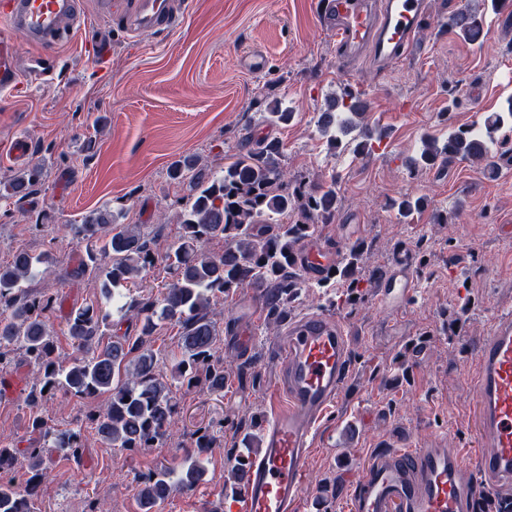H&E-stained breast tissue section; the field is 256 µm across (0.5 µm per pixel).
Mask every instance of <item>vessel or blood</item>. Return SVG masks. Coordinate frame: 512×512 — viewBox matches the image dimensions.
<instances>
[{
    "label": "vessel or blood",
    "mask_w": 512,
    "mask_h": 512,
    "mask_svg": "<svg viewBox=\"0 0 512 512\" xmlns=\"http://www.w3.org/2000/svg\"><path fill=\"white\" fill-rule=\"evenodd\" d=\"M104 15L127 31L164 32L183 19L180 0H98ZM328 30L346 61L370 55L379 67L406 57L427 14V0H324ZM78 0H6L0 7V91L21 82L15 35L53 50L82 29ZM336 259L322 242H307L298 269L322 278ZM383 308L397 309L415 294V261L397 246L379 281ZM277 351L281 377L269 395L271 416L247 461L230 512H294L319 423L348 376L349 343L342 323L310 314L289 323ZM471 382L481 449L408 445L378 453L357 477L354 512H474L483 490L512 502V314L501 316L481 344Z\"/></svg>",
    "instance_id": "1"
}]
</instances>
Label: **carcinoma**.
<instances>
[{
    "mask_svg": "<svg viewBox=\"0 0 512 512\" xmlns=\"http://www.w3.org/2000/svg\"><path fill=\"white\" fill-rule=\"evenodd\" d=\"M451 22L466 39L477 33L476 18L470 12H456ZM360 112L359 100L350 92L330 102L319 121L330 148L338 146L337 136L329 133L332 124L342 133L351 131ZM507 117L512 119V97L507 100V114L494 112L485 118L482 135L458 131L441 146L432 137L424 138L414 163L431 165L441 155L490 163L495 134ZM278 155L279 142L263 139L217 171L194 157L174 166L171 179L188 183L191 194L180 214L183 233L165 254L171 282L156 296L132 297L117 306L118 312L138 322L136 336L121 331L122 322L112 321L107 305L115 299L117 287H139L141 272L154 263L155 253L141 225L118 223V214L111 208L73 225L84 255L68 275L94 277L106 304H87L68 312L65 324L71 350L54 344L55 331L48 321L58 297L46 292L33 295L25 288L41 268L53 263L51 255L18 250L8 264L0 265V364H12L18 354L21 364L34 369L25 397L30 409L28 445L21 449L0 440V512H39L38 488L49 469L50 455L57 452L76 462L83 457L81 432L58 431L42 416L43 402L56 392L62 390L80 402L108 395L106 407L92 415L100 440L115 448H152L171 434L176 403L168 377L211 394L224 393V357L216 353L219 332L213 311L220 296L234 288H260L267 319L287 318L288 306L304 286L295 263L298 245L311 236L315 224H326L335 216L336 190L285 187ZM38 181V169L33 168L15 176L11 186L15 195L26 197ZM215 237L224 238V252L205 251V244ZM103 254L110 255L112 262L102 263ZM362 257L363 247L354 244L336 266V274L353 288L358 287ZM334 275L318 280L317 286L328 287ZM163 322L181 327L178 352L168 372L151 346V337ZM191 441L192 450L177 477L162 467L141 477L137 494L141 512H156L173 485L190 490L202 480L205 469L197 456L213 446V427L194 430ZM21 456L31 473L22 491L13 476Z\"/></svg>",
    "mask_w": 512,
    "mask_h": 512,
    "instance_id": "1",
    "label": "carcinoma"
}]
</instances>
